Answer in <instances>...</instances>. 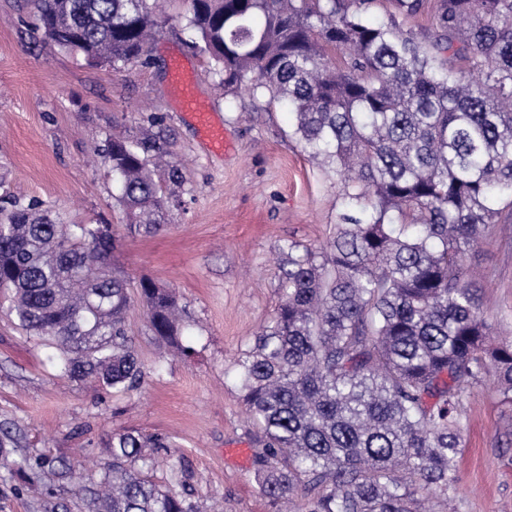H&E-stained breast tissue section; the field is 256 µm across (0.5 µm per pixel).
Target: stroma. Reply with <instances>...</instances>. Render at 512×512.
I'll return each mask as SVG.
<instances>
[{
  "mask_svg": "<svg viewBox=\"0 0 512 512\" xmlns=\"http://www.w3.org/2000/svg\"><path fill=\"white\" fill-rule=\"evenodd\" d=\"M146 62L129 69L90 63L47 42L26 0H0V177L4 190L57 205L72 221L111 224L115 275L152 279L175 291L188 311L183 343L172 352L155 336L141 300L127 334L147 375L140 389L108 393L61 376L44 349L0 314V425L23 453L67 460L73 476L59 488L98 479L112 433L167 437L193 473V498L205 512H270L254 481L252 445L235 362L254 343L280 301L279 260L288 242L323 244L344 209L335 172L310 161L287 107L225 94L176 21ZM181 55L195 91L221 119L233 152L217 156L181 115L169 77ZM161 116L158 125L148 115ZM163 136L168 158L188 179L184 204L157 234L128 238L117 187L102 152L112 136ZM466 264L486 317L512 336V222L496 225ZM466 448L457 464L456 512H512V403L492 382L463 397ZM234 448L250 453L246 462Z\"/></svg>",
  "mask_w": 512,
  "mask_h": 512,
  "instance_id": "1",
  "label": "stroma"
}]
</instances>
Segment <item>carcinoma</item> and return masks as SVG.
<instances>
[{"instance_id": "1", "label": "carcinoma", "mask_w": 512, "mask_h": 512, "mask_svg": "<svg viewBox=\"0 0 512 512\" xmlns=\"http://www.w3.org/2000/svg\"><path fill=\"white\" fill-rule=\"evenodd\" d=\"M182 28L224 93L285 102L305 151L336 171L345 210L326 243L282 248L275 315L235 364L255 481L271 512H426L455 490L463 396L492 376L512 401V339L481 310L465 258L512 219V0H182ZM50 42L114 70L146 61L163 0H29ZM157 141L112 138L105 159L130 237L158 233L188 179ZM112 225L65 223L0 198L8 314L63 376L141 387L127 336L132 297L112 274ZM153 333L182 355L175 295L139 282ZM26 476L71 465L10 457ZM138 431L112 434L84 512H203L181 456ZM166 480L155 478L157 459Z\"/></svg>"}]
</instances>
